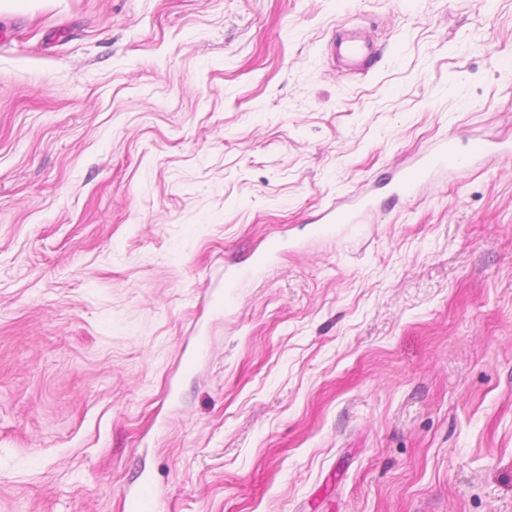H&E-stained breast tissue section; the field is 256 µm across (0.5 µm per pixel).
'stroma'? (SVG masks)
Masks as SVG:
<instances>
[{"instance_id": "stroma-1", "label": "stroma", "mask_w": 512, "mask_h": 512, "mask_svg": "<svg viewBox=\"0 0 512 512\" xmlns=\"http://www.w3.org/2000/svg\"><path fill=\"white\" fill-rule=\"evenodd\" d=\"M510 59L512 0H0V512H512V159L386 184L512 143ZM338 52L351 64L368 62L373 52V47L366 42L349 41L338 44ZM468 147L470 162H479L486 157H511L512 155L511 145L507 146L492 136L475 138ZM459 154L460 146L456 140H441L411 162L397 168L388 183L392 182L395 195L412 193L437 173H454ZM373 197L367 190H357L336 201L323 213V224H358L373 210Z\"/></svg>"}]
</instances>
